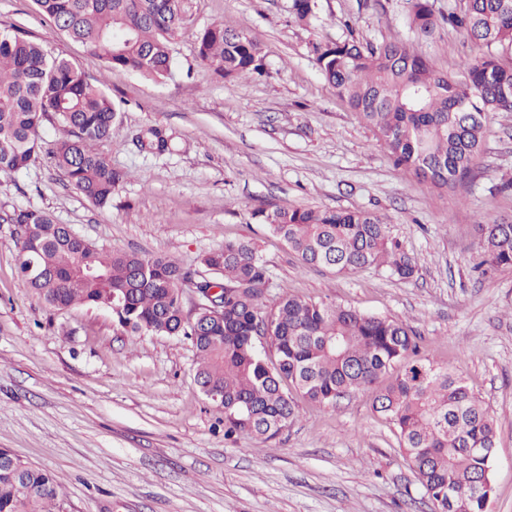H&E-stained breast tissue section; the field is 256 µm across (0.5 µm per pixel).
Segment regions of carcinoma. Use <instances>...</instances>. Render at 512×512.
<instances>
[{
	"label": "carcinoma",
	"instance_id": "1",
	"mask_svg": "<svg viewBox=\"0 0 512 512\" xmlns=\"http://www.w3.org/2000/svg\"><path fill=\"white\" fill-rule=\"evenodd\" d=\"M70 38L115 71L161 80L170 75L175 39L192 0H37ZM409 26L421 38L443 24L462 29L480 49L448 78L410 45L355 38L313 45L325 81L384 144L394 163L439 190L467 181L482 150L491 112H512V0H458L438 16L433 0H406ZM316 0H291L306 23ZM196 58L233 79L262 73L264 46L248 32L215 24L199 31ZM62 131L43 150L39 127ZM120 121L108 93L74 62L49 57L35 42L0 32V174L27 167L40 153L99 207L126 174L95 145ZM140 147L164 154L172 137L158 127L138 134ZM251 220L282 238L304 266L336 272L387 268L401 280L415 266L399 251L381 217L366 211L257 208ZM17 267L52 307L81 303L112 312L132 334L183 337L196 358L195 383L221 398L224 437H277L298 414V399L335 404L362 390L390 421L434 512H486L493 491L495 425L465 382L417 357L404 322L336 302L284 295L268 310L269 270L250 242L226 240L203 254L198 278L165 256L106 251L70 234L44 211L15 209ZM483 264L512 269V222L478 225ZM224 285V314L183 310V285ZM0 512H63L60 485L8 448H0Z\"/></svg>",
	"mask_w": 512,
	"mask_h": 512
}]
</instances>
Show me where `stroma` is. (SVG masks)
I'll return each instance as SVG.
<instances>
[{
    "label": "stroma",
    "mask_w": 512,
    "mask_h": 512,
    "mask_svg": "<svg viewBox=\"0 0 512 512\" xmlns=\"http://www.w3.org/2000/svg\"><path fill=\"white\" fill-rule=\"evenodd\" d=\"M291 0H193L174 65L160 81L117 72L41 16L34 0H0V31L76 63L121 110L99 153L129 177L112 204L87 200L39 157L0 174V215L40 210L97 247L166 254L185 268L228 240L254 242L282 295L326 300L407 323L420 354L448 366L496 427L489 512H512V269L478 275L477 227L512 221V114L491 113L473 177L441 192L398 168L375 133L324 80L315 42L401 39L448 75L478 56L465 31L418 38L406 0H316L306 25ZM215 23L265 48L261 78L227 80L195 60L194 35ZM176 136L163 155L139 151L148 126ZM383 215L415 273H336L303 266L249 222L259 207ZM17 233L0 222V448L55 474L66 512H432L391 425L364 391L337 405L300 401L277 438L224 437L199 392L183 339L129 335L112 313L56 309L17 270Z\"/></svg>",
    "instance_id": "obj_1"
}]
</instances>
